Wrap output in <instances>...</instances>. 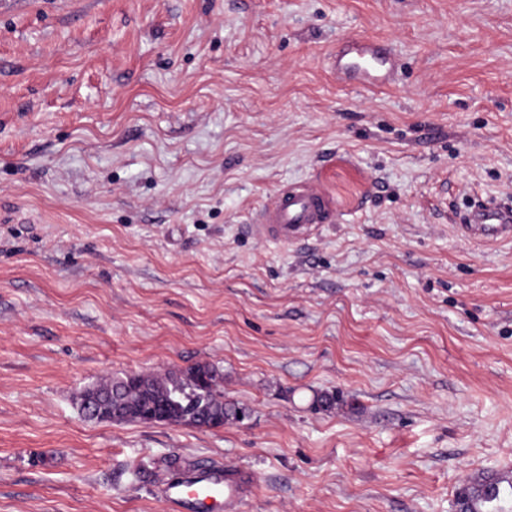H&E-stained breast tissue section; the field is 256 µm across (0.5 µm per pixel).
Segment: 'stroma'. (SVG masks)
I'll return each instance as SVG.
<instances>
[{"label":"stroma","mask_w":512,"mask_h":512,"mask_svg":"<svg viewBox=\"0 0 512 512\" xmlns=\"http://www.w3.org/2000/svg\"><path fill=\"white\" fill-rule=\"evenodd\" d=\"M350 37L392 83L336 78ZM315 184L331 220L250 224ZM512 0H0V512H169L242 466L239 512H460L512 476ZM206 363L246 416L86 419L78 394ZM335 395L317 409L313 399ZM458 227L471 238L484 244L512 240V210L494 200H487L467 210ZM249 488L238 467L205 468L167 484L159 493L174 512H236ZM501 481L488 477L468 478L459 496L461 511L486 512L483 510L489 504L500 499Z\"/></svg>","instance_id":"obj_1"}]
</instances>
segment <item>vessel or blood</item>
Instances as JSON below:
<instances>
[{"label": "vessel or blood", "mask_w": 512, "mask_h": 512, "mask_svg": "<svg viewBox=\"0 0 512 512\" xmlns=\"http://www.w3.org/2000/svg\"><path fill=\"white\" fill-rule=\"evenodd\" d=\"M394 66L391 49L370 39L348 40L336 47L337 77L361 88L388 83ZM328 221L329 213L317 188H284L264 209L253 231L257 238L285 244ZM461 221L462 231L478 242L512 240V209L495 201L488 200L467 210ZM248 488L247 476L239 468H205L170 482L161 490L160 497L171 512H238Z\"/></svg>", "instance_id": "obj_1"}]
</instances>
